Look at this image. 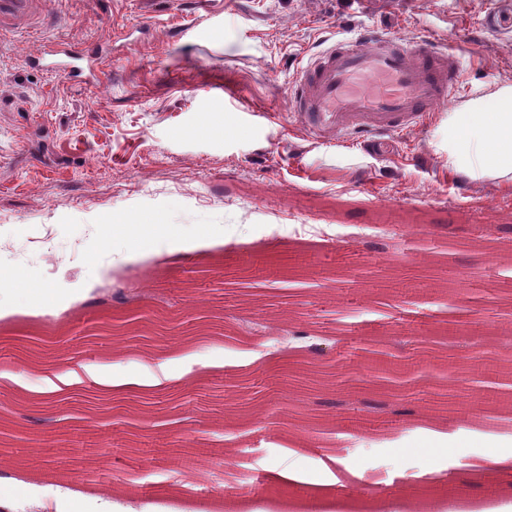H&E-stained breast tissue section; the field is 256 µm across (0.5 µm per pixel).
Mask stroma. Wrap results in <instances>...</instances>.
<instances>
[{
    "instance_id": "stroma-1",
    "label": "stroma",
    "mask_w": 512,
    "mask_h": 512,
    "mask_svg": "<svg viewBox=\"0 0 512 512\" xmlns=\"http://www.w3.org/2000/svg\"><path fill=\"white\" fill-rule=\"evenodd\" d=\"M368 30L453 48L464 81L449 106L512 81V0H49L0 33V243L38 285H77L52 309L35 297L0 307V429L16 434L0 469L68 489L55 512H94L101 496L147 512H378L395 499L431 512L433 488L451 475L482 494L458 512L490 505L495 478L481 457L512 452V432H474L501 406L488 390L496 364L461 367V380L485 384L446 416L444 450L417 417L448 374L443 337L512 332V189L451 172L433 118L373 146L350 142L354 164L337 160L336 141L306 137L288 109L297 68L326 39ZM69 38L111 51L95 86L29 67ZM157 218L187 230L185 245L121 256L101 244L100 220ZM278 224L360 233L325 242ZM45 235L56 257L77 248L95 262L51 270ZM235 249L271 276L236 263ZM300 250L311 263L295 261ZM141 309L178 329L134 324L149 339L140 347L97 339ZM285 328L341 337L330 357L349 400L388 388L373 351L401 356L398 397L415 418L358 435L330 409L329 442L312 438L282 375L294 360L278 348ZM24 336L55 341L45 366L20 367L4 350ZM247 342L259 357L245 366ZM172 353L192 354L193 374L151 388L157 358ZM115 364L138 385L95 381ZM35 395L54 407L31 411ZM290 448L310 479L331 455L355 476L325 505L289 494L271 474Z\"/></svg>"
}]
</instances>
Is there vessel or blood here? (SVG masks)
Returning a JSON list of instances; mask_svg holds the SVG:
<instances>
[{"instance_id": "vessel-or-blood-1", "label": "vessel or blood", "mask_w": 512, "mask_h": 512, "mask_svg": "<svg viewBox=\"0 0 512 512\" xmlns=\"http://www.w3.org/2000/svg\"><path fill=\"white\" fill-rule=\"evenodd\" d=\"M40 0H0V31L34 16ZM100 53L77 39L32 55V68L89 86L100 74ZM459 57L447 46L367 34L332 42L300 67L288 90L291 113L308 137L368 141L425 123L459 91Z\"/></svg>"}]
</instances>
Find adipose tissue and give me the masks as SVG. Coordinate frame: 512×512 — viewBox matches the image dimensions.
Instances as JSON below:
<instances>
[{
    "mask_svg": "<svg viewBox=\"0 0 512 512\" xmlns=\"http://www.w3.org/2000/svg\"><path fill=\"white\" fill-rule=\"evenodd\" d=\"M434 136L452 172L512 187V82L479 90L442 113Z\"/></svg>",
    "mask_w": 512,
    "mask_h": 512,
    "instance_id": "1",
    "label": "adipose tissue"
}]
</instances>
